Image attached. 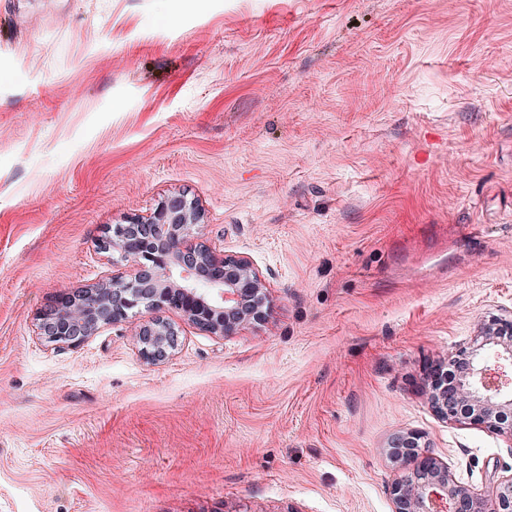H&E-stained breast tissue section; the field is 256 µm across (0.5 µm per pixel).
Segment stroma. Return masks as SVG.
Instances as JSON below:
<instances>
[{
  "label": "stroma",
  "instance_id": "stroma-1",
  "mask_svg": "<svg viewBox=\"0 0 512 512\" xmlns=\"http://www.w3.org/2000/svg\"><path fill=\"white\" fill-rule=\"evenodd\" d=\"M174 193L266 321L37 336ZM510 311L512 0H0V512H392L413 430L491 493L512 442L423 368Z\"/></svg>",
  "mask_w": 512,
  "mask_h": 512
}]
</instances>
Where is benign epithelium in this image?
Instances as JSON below:
<instances>
[{
    "label": "benign epithelium",
    "mask_w": 512,
    "mask_h": 512,
    "mask_svg": "<svg viewBox=\"0 0 512 512\" xmlns=\"http://www.w3.org/2000/svg\"><path fill=\"white\" fill-rule=\"evenodd\" d=\"M203 217L198 203L178 193L149 215L115 225L99 248L127 261L129 278L101 281L77 297L62 295L39 313L37 335L75 347L144 306L158 315L139 328L137 342L143 358L154 363L178 344V330L163 316L166 311L214 336H232L264 322L270 309L266 278L248 257L195 241ZM490 350L512 363V317L480 320L467 346L431 363L425 369V395L440 419L483 426L512 441V396L501 392L500 372L486 365ZM422 439L423 434L409 432L390 442L388 457L402 470L389 488L393 512H512V475L482 496L457 482Z\"/></svg>",
    "instance_id": "1"
}]
</instances>
